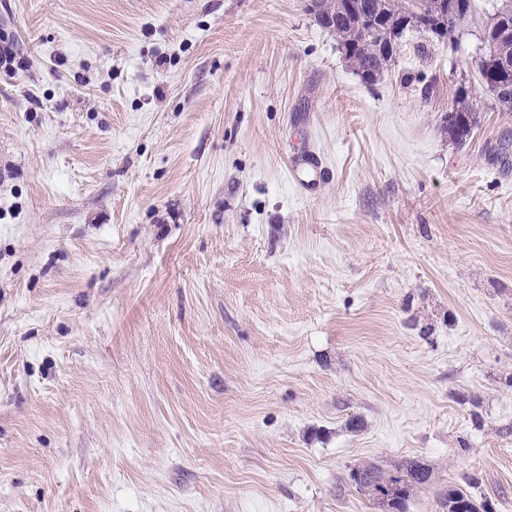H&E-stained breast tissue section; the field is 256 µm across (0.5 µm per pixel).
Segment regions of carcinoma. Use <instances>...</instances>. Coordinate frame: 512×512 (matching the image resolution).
<instances>
[{"instance_id": "carcinoma-1", "label": "carcinoma", "mask_w": 512, "mask_h": 512, "mask_svg": "<svg viewBox=\"0 0 512 512\" xmlns=\"http://www.w3.org/2000/svg\"><path fill=\"white\" fill-rule=\"evenodd\" d=\"M339 0H310L309 11L326 30L336 34L341 49L355 72L363 77L371 75L377 80L397 55L398 44L388 45V38L395 29L405 32L414 25L404 22L407 13L419 7L428 8L430 0H350L352 3L370 5L367 18L341 12ZM457 16L450 14L438 22V27L428 31L436 42H454L458 32ZM481 79L484 86L498 90L495 103L499 111L512 112V38L503 42L494 53L482 57ZM448 133L458 143L467 140L477 124L476 113L468 96L458 93L445 115ZM431 479L430 471L410 463L394 471H385L376 465L352 471L351 481L357 489L367 493L387 512H406V503L417 490ZM444 512H488L487 506H478L461 488L450 485L443 495Z\"/></svg>"}]
</instances>
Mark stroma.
<instances>
[{
	"instance_id": "obj_1",
	"label": "stroma",
	"mask_w": 512,
	"mask_h": 512,
	"mask_svg": "<svg viewBox=\"0 0 512 512\" xmlns=\"http://www.w3.org/2000/svg\"><path fill=\"white\" fill-rule=\"evenodd\" d=\"M309 2L0 0V512H512L500 0L370 85ZM507 17H498L487 30L488 49L496 52L482 57L480 69L482 83L492 90L495 103L502 112H512V38L497 48L498 42L512 33V22L509 23ZM498 89L501 92L495 96L493 91ZM444 119L446 126H448L449 135L458 143L465 142L472 128L477 124L473 105L470 103L468 96L461 92L456 96L450 111L445 115ZM350 477L357 489L371 496L387 512H405L410 497L429 483L431 474L413 462L395 471L369 465L353 470ZM490 512L486 505L478 506L467 492L456 486H448L443 495V509L446 512Z\"/></svg>"
}]
</instances>
